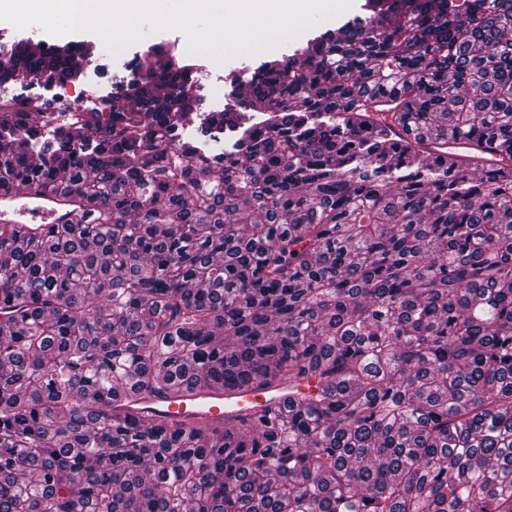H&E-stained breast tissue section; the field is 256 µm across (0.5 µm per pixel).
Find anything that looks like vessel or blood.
I'll return each mask as SVG.
<instances>
[{"label": "vessel or blood", "mask_w": 512, "mask_h": 512, "mask_svg": "<svg viewBox=\"0 0 512 512\" xmlns=\"http://www.w3.org/2000/svg\"><path fill=\"white\" fill-rule=\"evenodd\" d=\"M77 204L76 197L40 196L30 188L0 191V223L17 224L23 218L31 217L46 224H58ZM303 391V386L288 382L274 383L262 390L254 386L206 392L181 389L163 398L138 397L134 403L140 413L169 427L186 428L200 422L221 424L267 406L284 409Z\"/></svg>", "instance_id": "obj_1"}]
</instances>
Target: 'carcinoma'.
<instances>
[{
    "label": "carcinoma",
    "instance_id": "1",
    "mask_svg": "<svg viewBox=\"0 0 512 512\" xmlns=\"http://www.w3.org/2000/svg\"><path fill=\"white\" fill-rule=\"evenodd\" d=\"M367 8L268 55L242 112L194 111L164 47L98 107L0 97V191L80 201L0 224V512H512V0ZM93 55L21 42L0 73ZM460 139L498 165L427 146ZM304 378L222 426L121 403Z\"/></svg>",
    "mask_w": 512,
    "mask_h": 512
}]
</instances>
